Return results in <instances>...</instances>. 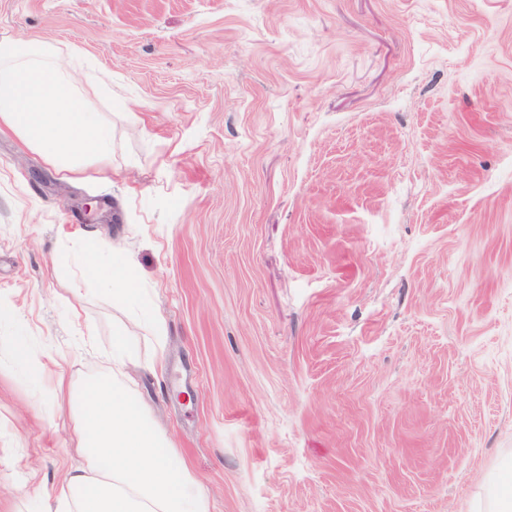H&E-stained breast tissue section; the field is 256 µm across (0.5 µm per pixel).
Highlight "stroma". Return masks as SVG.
<instances>
[{
	"label": "stroma",
	"mask_w": 512,
	"mask_h": 512,
	"mask_svg": "<svg viewBox=\"0 0 512 512\" xmlns=\"http://www.w3.org/2000/svg\"><path fill=\"white\" fill-rule=\"evenodd\" d=\"M0 38L81 52L112 131L67 177L0 132V512L76 463L50 394L122 325L212 512H482L512 461V0H0ZM87 256L133 257L162 337Z\"/></svg>",
	"instance_id": "obj_1"
}]
</instances>
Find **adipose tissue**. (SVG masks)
Masks as SVG:
<instances>
[{
	"instance_id": "ef3b65f1",
	"label": "adipose tissue",
	"mask_w": 512,
	"mask_h": 512,
	"mask_svg": "<svg viewBox=\"0 0 512 512\" xmlns=\"http://www.w3.org/2000/svg\"><path fill=\"white\" fill-rule=\"evenodd\" d=\"M128 267L125 261L79 264L125 308L143 309L147 291L129 277ZM135 347V336L120 330L112 341L111 371L81 382L60 377L57 393L73 415L79 462L52 484L46 512H210L185 460L129 402L126 378L137 361Z\"/></svg>"
}]
</instances>
